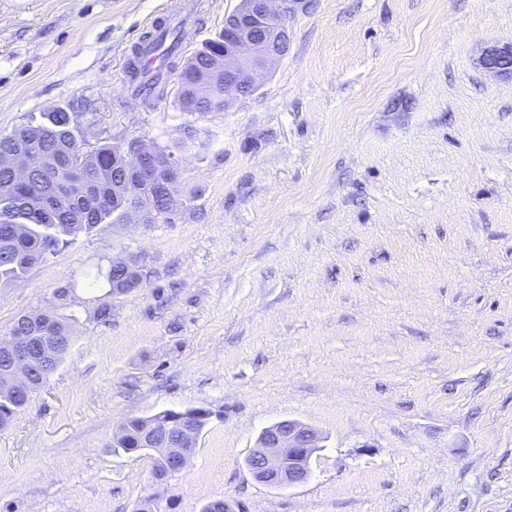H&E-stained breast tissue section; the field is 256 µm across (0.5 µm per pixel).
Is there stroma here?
Wrapping results in <instances>:
<instances>
[{"instance_id": "35a3bbf8", "label": "stroma", "mask_w": 512, "mask_h": 512, "mask_svg": "<svg viewBox=\"0 0 512 512\" xmlns=\"http://www.w3.org/2000/svg\"><path fill=\"white\" fill-rule=\"evenodd\" d=\"M240 0H0V136L72 113L82 150H172L169 223H102L0 284V338L55 313L70 350L0 428V512H512V0H297L256 91L219 112L128 89L150 16L188 51ZM137 259L140 288L89 285ZM110 304L111 317L97 311ZM210 413L186 466L117 454L131 417ZM324 438L257 483L261 431ZM321 442L322 437L312 426L284 419L261 432L246 465L251 476L263 485L298 486L309 479L311 459L322 448Z\"/></svg>"}]
</instances>
